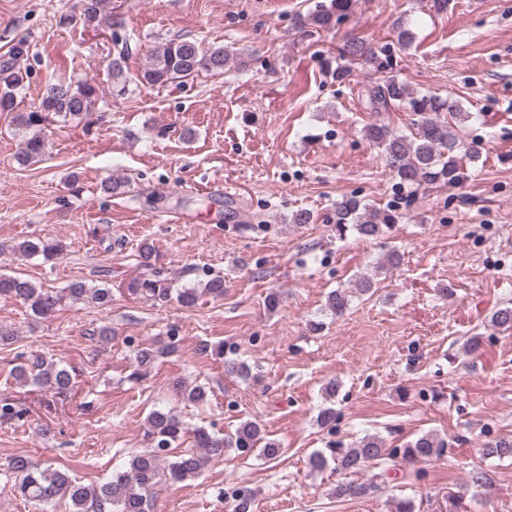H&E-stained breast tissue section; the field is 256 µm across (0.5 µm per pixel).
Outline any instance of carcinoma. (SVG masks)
<instances>
[{
	"instance_id": "obj_1",
	"label": "carcinoma",
	"mask_w": 512,
	"mask_h": 512,
	"mask_svg": "<svg viewBox=\"0 0 512 512\" xmlns=\"http://www.w3.org/2000/svg\"><path fill=\"white\" fill-rule=\"evenodd\" d=\"M354 0H330L309 18V25L317 30L331 31L351 13ZM106 0H80L79 16L62 15L58 24L70 25L78 20L84 26L95 27L105 16ZM116 56L109 64L112 85L126 91L130 82L144 86H167L181 79L202 72L222 73L233 67L246 65L245 55L231 52L221 46L205 47L195 39L180 37L167 41L154 49L136 77L125 69L130 54L128 38L118 32L112 34ZM30 44L18 40L12 47L10 58L0 63V112L12 114V123L30 132L15 155V162L27 168L42 159L48 152L49 142L43 128L53 117L75 118L91 111L102 97L100 86L92 80L56 82L47 85L39 101L27 111L16 110V91L24 81L19 61L29 54ZM360 65L376 73L392 69L393 54L388 44L375 45L359 37L347 39L337 49L336 68L331 76L343 83L352 73V66ZM366 107L373 111L386 108L391 103L407 106L413 112L414 131L403 134L386 124H370L364 127L365 138L375 146L384 166L407 186L439 185L454 188L465 179L463 161H477V145L459 135L460 126L471 118L458 101L442 100L434 95H420L390 75L365 88ZM398 221V216L388 210L371 208L355 198H343L336 202V234L344 236L349 230L367 239H379ZM15 250L23 257L41 255L46 260L59 259L67 250L61 240L47 243L40 238L19 243ZM142 276L128 282V294L155 303L176 300L183 307L196 305L203 295L212 298L224 296V279L213 277L192 288H173L162 272L152 263L153 247L147 243L139 249ZM0 296L22 301L31 312L48 319L66 302L77 303L91 300L100 307L112 301V289L106 286L89 287L83 282H73L56 289L38 286L18 274H0ZM349 305V295L341 288L327 296V307L341 316ZM495 329H512V307L496 310L490 317ZM177 351V337L159 336L149 347L134 352L131 378L138 381L147 376L156 361ZM200 354L224 360V372L247 377L250 367L243 361L224 357V345H199ZM14 379L24 385L45 388L59 399L71 396L75 387L72 373L65 367L46 360L40 355L26 358L13 368ZM27 410L10 397L0 396V423L22 419ZM193 434L189 447L179 451L185 436ZM146 446L135 454L130 470L117 473L112 480L99 485H84L72 476L52 465H42L22 455L12 457L6 471L14 477V489L24 499L39 509L47 510L57 501L70 502L71 512H152L155 506L153 490L161 483H184L198 477L206 463L233 451L249 454L255 450L273 459L280 446L268 438L260 425L252 420L239 423L236 429L224 436L210 433L204 428L188 431L181 418L171 410L152 411L147 418L144 434ZM447 442L433 434H423L407 441L400 448H387L383 441L368 435L349 448H331L329 452L318 450L308 458V466L321 471L334 462L343 471H356L367 465L382 467L385 475L397 465L428 462L439 458ZM482 453L488 457L512 458V439L501 438L483 445ZM371 485L347 483L336 486L338 497H358L367 493Z\"/></svg>"
}]
</instances>
